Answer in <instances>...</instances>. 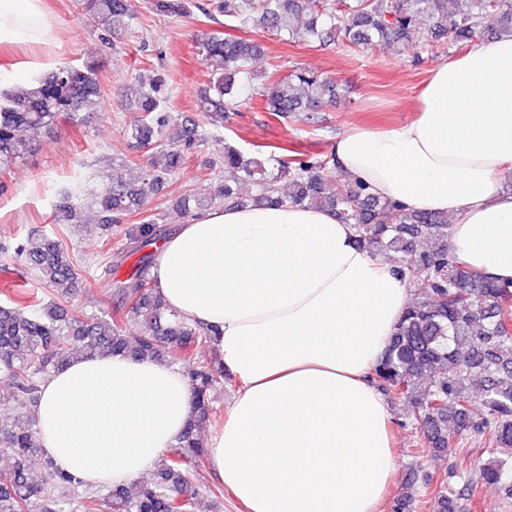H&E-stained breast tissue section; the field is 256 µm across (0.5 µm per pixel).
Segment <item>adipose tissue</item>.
<instances>
[{"instance_id": "ef3b65f1", "label": "adipose tissue", "mask_w": 512, "mask_h": 512, "mask_svg": "<svg viewBox=\"0 0 512 512\" xmlns=\"http://www.w3.org/2000/svg\"><path fill=\"white\" fill-rule=\"evenodd\" d=\"M56 40L44 0H0V49ZM415 110L340 135L339 173L448 215L452 254L511 281L512 35L438 63ZM153 275L170 310L216 330L219 364L239 382L205 442L212 479L243 512H378L396 454L367 376L412 298L396 265L327 210L227 206L161 239ZM192 413L179 366L112 354L70 359L35 404L43 454L86 486L151 475Z\"/></svg>"}]
</instances>
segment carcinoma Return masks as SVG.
<instances>
[{"mask_svg": "<svg viewBox=\"0 0 512 512\" xmlns=\"http://www.w3.org/2000/svg\"><path fill=\"white\" fill-rule=\"evenodd\" d=\"M167 15L190 12L189 0H151ZM86 22L111 39L120 38L135 18L132 0H77ZM224 18L244 28L297 37L309 44L369 48L384 46L398 55L407 46L429 50L442 45L468 47L484 33H512V0H222ZM199 54L212 80L197 100L196 114L173 117L160 94L165 76L140 80L127 89L140 113L129 137L151 150L146 169L133 182L104 185L81 204L65 193L54 205L57 217L82 222L84 210L96 214L103 235L112 225L137 218L127 232L133 252L152 244L156 218L144 213L150 195L187 164L203 141L202 124L219 127L246 89L248 64L262 54L253 39L203 33ZM265 111L276 117L316 112L336 96V82L297 68L287 84H262L257 91ZM103 92L95 64L59 63L37 83L11 93L0 104V164L9 165L35 151V131L60 115L76 123L83 112H98ZM211 166L224 176L199 192L178 197L186 213L221 203L240 207L290 202L328 209L352 224L357 242L371 254L395 255L401 274L414 288L407 308L371 374L381 391L404 400L412 410L413 454L486 456L480 464L486 490L512 498V283L504 284L458 263L448 246V216L407 208L371 195L362 182L342 179L331 160L252 153L224 144ZM288 180V193L278 183ZM36 280L66 298L81 281L80 269L66 258L60 240L40 234L15 248ZM151 255L141 256L128 276L115 283L121 303L110 313L76 312L63 303L18 298L0 306V376L9 380L23 411L0 429V456L11 465L0 470V512H199L202 499L195 473L206 459L198 429L213 414L212 395L224 386L219 364L207 356L212 329L170 311L149 276ZM136 322L140 334L127 336ZM122 354L137 359H169L186 373L194 416L178 445L167 450L152 481L135 493L124 487L89 492L81 482L40 454L35 419L39 383L72 355ZM484 446L474 450L476 439ZM50 486L58 496L46 499ZM419 502L430 512H471L473 485L456 469L438 480L420 476Z\"/></svg>", "mask_w": 512, "mask_h": 512, "instance_id": "obj_1", "label": "carcinoma"}]
</instances>
